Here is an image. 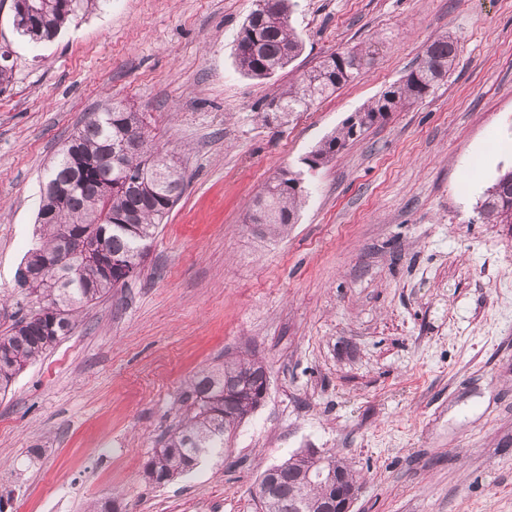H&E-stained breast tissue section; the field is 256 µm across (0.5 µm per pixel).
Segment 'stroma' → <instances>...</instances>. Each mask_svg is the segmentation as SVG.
<instances>
[{"label":"stroma","instance_id":"obj_1","mask_svg":"<svg viewBox=\"0 0 512 512\" xmlns=\"http://www.w3.org/2000/svg\"><path fill=\"white\" fill-rule=\"evenodd\" d=\"M255 0H96L38 46L0 0V332L35 296L15 276L34 244L49 161L91 112H145L189 183L140 276L0 390V512H261L260 475L333 450L353 512H512V224L475 206L512 167V0H293L290 72L245 76L236 34ZM452 69L418 102L315 172L287 237L257 235L254 197L353 112L399 82L428 42ZM381 46L371 70L278 126L290 76ZM262 362L260 406L223 457L163 486L143 466L175 424L184 383Z\"/></svg>","mask_w":512,"mask_h":512}]
</instances>
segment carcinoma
Returning a JSON list of instances; mask_svg holds the SVG:
<instances>
[{
	"instance_id": "obj_1",
	"label": "carcinoma",
	"mask_w": 512,
	"mask_h": 512,
	"mask_svg": "<svg viewBox=\"0 0 512 512\" xmlns=\"http://www.w3.org/2000/svg\"><path fill=\"white\" fill-rule=\"evenodd\" d=\"M30 3L34 14L27 21L13 15V27L29 43L38 45L55 39L83 0ZM289 17V0H256L236 37V63L244 75L268 79L300 55L302 42ZM379 51L375 42L328 54L271 98L277 111L264 112L263 121L285 124L294 114L308 111L317 100L368 72ZM455 59L454 44L448 38L431 41L399 82L360 108L366 129L424 98ZM127 137L136 141V148L118 168L109 156L113 144ZM354 142L356 138L344 122L310 155L321 167ZM185 188L180 161L159 149L146 114L131 106L93 112L71 134L48 169L35 220L38 242L27 252L18 272L26 290L38 300L51 298V305L29 311L0 335V389L7 388L28 365L67 336L84 306L128 282L109 265L75 253L72 237L100 241L106 257L126 260L138 274L149 242ZM306 197L300 172L284 169L255 197L246 222L269 236H283L296 223ZM475 210L484 224H512V168L499 174L484 191ZM58 255L71 266L65 278L44 270L46 261ZM266 386L264 367L240 357L227 358L221 367L192 377L181 392L183 412L178 423L144 464L145 479L165 484L193 472L202 458L223 454L224 436L254 411ZM319 469L301 453L278 464L263 512H293L300 501L305 502V512H324Z\"/></svg>"
}]
</instances>
